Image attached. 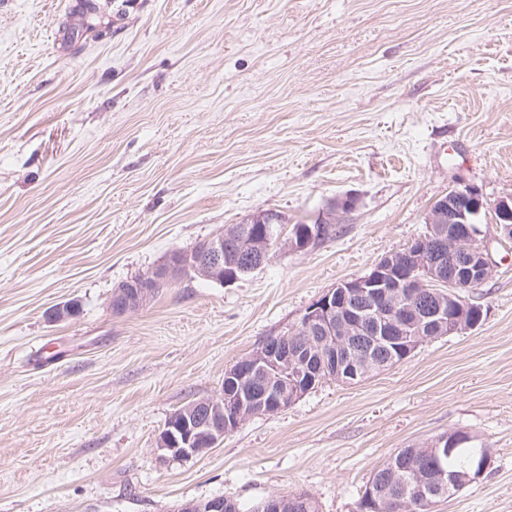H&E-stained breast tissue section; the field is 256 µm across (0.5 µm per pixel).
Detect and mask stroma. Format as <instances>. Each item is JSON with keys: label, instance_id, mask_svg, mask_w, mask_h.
Masks as SVG:
<instances>
[{"label": "stroma", "instance_id": "obj_1", "mask_svg": "<svg viewBox=\"0 0 512 512\" xmlns=\"http://www.w3.org/2000/svg\"><path fill=\"white\" fill-rule=\"evenodd\" d=\"M0 0V512L251 507L306 491L356 512L375 468L457 429L484 473L434 512H512V0ZM489 204L483 320L354 385L326 381L203 456L169 416L423 234L455 187ZM335 236L225 286L113 314L119 283L259 210ZM78 300L77 316L50 321ZM354 205L355 201L350 196L336 200L328 212L316 221V224L294 227L288 235L287 244L295 249L304 250L321 238L332 237L333 233L336 234V229L331 228L329 233L324 236L325 230L332 224L340 223L342 215L352 210ZM493 211L496 216V225L503 238H512V197L498 200ZM499 216V217H498ZM500 218V219H499ZM232 506V511H238V505L233 499L224 497L212 498L204 501H189L175 511L177 512H231L228 506ZM238 512H252L251 510L243 511L239 506Z\"/></svg>", "mask_w": 512, "mask_h": 512}]
</instances>
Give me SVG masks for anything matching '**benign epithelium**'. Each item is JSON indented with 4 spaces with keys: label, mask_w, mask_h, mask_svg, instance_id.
I'll return each instance as SVG.
<instances>
[{
    "label": "benign epithelium",
    "mask_w": 512,
    "mask_h": 512,
    "mask_svg": "<svg viewBox=\"0 0 512 512\" xmlns=\"http://www.w3.org/2000/svg\"><path fill=\"white\" fill-rule=\"evenodd\" d=\"M355 201L336 200L316 223L296 226L287 244L304 250L340 223ZM488 203L472 188L452 189L433 205L427 232L403 251L390 253L362 276L347 279L312 303L291 333L261 343L224 373V386L210 397L177 409L159 435L158 447L173 459L201 456L224 442L259 414L284 409L327 379L353 383L374 367L395 362L396 350L408 358L425 342L466 333L480 324L483 312L470 293L493 272L489 250L480 240L477 220ZM502 237L512 238V197L493 206ZM287 219L274 210L258 211L239 224L200 242L190 251L174 250L150 272L118 284L110 299L121 314L147 305L159 288L192 270L202 280L230 285L266 263L282 241ZM234 243L237 262L224 261V242ZM475 439L467 430L436 436L424 448H408L396 461L374 471L366 485L375 512H432L439 500L480 476L489 454L476 469L450 473L438 464L460 445ZM296 510L314 501L307 492L273 494L254 512ZM224 497L189 501L177 512H236Z\"/></svg>",
    "instance_id": "obj_1"
}]
</instances>
